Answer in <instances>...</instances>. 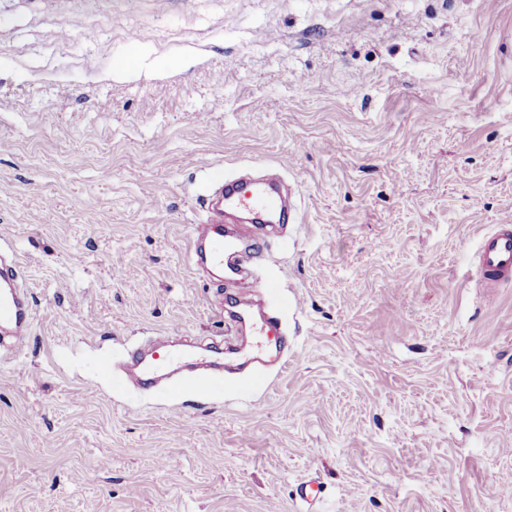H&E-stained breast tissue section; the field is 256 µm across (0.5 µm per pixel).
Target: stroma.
Segmentation results:
<instances>
[{
    "mask_svg": "<svg viewBox=\"0 0 512 512\" xmlns=\"http://www.w3.org/2000/svg\"><path fill=\"white\" fill-rule=\"evenodd\" d=\"M245 170L295 211L211 281L199 198ZM509 216L512 0H0V252L35 310L0 345V512H302L311 476L316 512H512V286L473 266ZM258 294L280 369L117 378Z\"/></svg>",
    "mask_w": 512,
    "mask_h": 512,
    "instance_id": "stroma-1",
    "label": "stroma"
}]
</instances>
